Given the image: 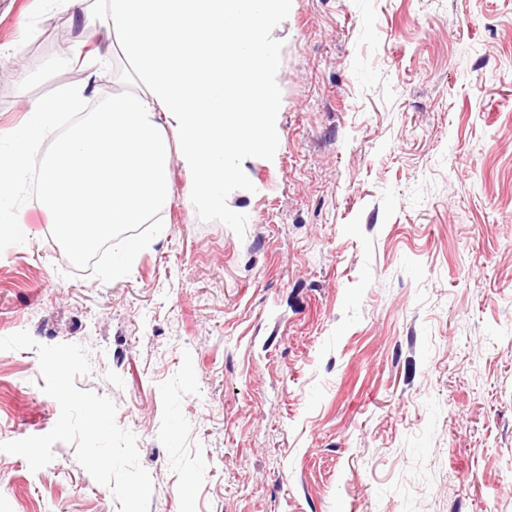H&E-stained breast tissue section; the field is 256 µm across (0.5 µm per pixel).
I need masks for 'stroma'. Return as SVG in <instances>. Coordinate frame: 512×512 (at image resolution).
Wrapping results in <instances>:
<instances>
[{
    "label": "stroma",
    "instance_id": "stroma-1",
    "mask_svg": "<svg viewBox=\"0 0 512 512\" xmlns=\"http://www.w3.org/2000/svg\"><path fill=\"white\" fill-rule=\"evenodd\" d=\"M94 0H0V134L89 81ZM69 33L70 53L60 36ZM273 159L204 222L168 130L164 228L129 276L74 269L37 200L0 252V336L86 347L76 385L137 437L149 512H512V0H292ZM0 352V441L60 407ZM0 452V512H119L74 445Z\"/></svg>",
    "mask_w": 512,
    "mask_h": 512
}]
</instances>
